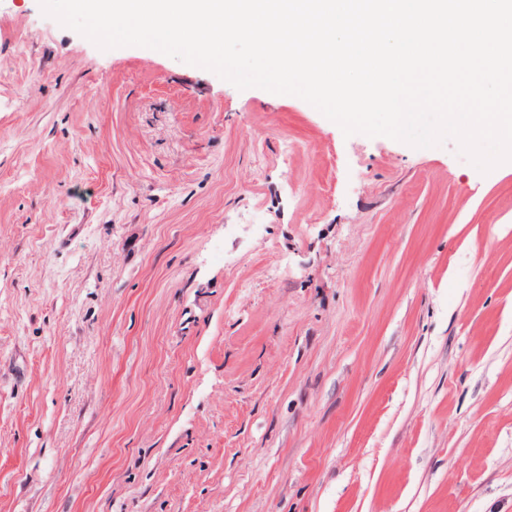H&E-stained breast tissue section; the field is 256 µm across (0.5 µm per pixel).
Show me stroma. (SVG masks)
<instances>
[{
	"instance_id": "35a3bbf8",
	"label": "stroma",
	"mask_w": 512,
	"mask_h": 512,
	"mask_svg": "<svg viewBox=\"0 0 512 512\" xmlns=\"http://www.w3.org/2000/svg\"><path fill=\"white\" fill-rule=\"evenodd\" d=\"M0 512H512V163L0 0Z\"/></svg>"
}]
</instances>
